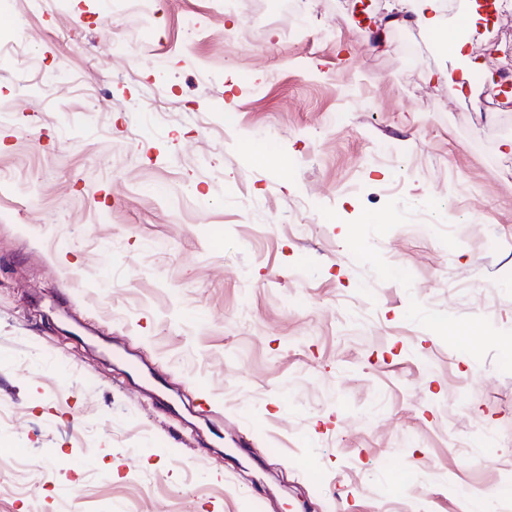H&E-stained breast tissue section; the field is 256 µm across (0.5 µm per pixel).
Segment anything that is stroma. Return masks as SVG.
I'll return each instance as SVG.
<instances>
[{
	"mask_svg": "<svg viewBox=\"0 0 512 512\" xmlns=\"http://www.w3.org/2000/svg\"><path fill=\"white\" fill-rule=\"evenodd\" d=\"M359 2L0 5V512H512V25ZM392 9L400 14L415 16V21L422 27L439 32L446 42L449 40V61L460 71V77L456 82L458 95L465 99L468 97L474 100L477 97V87L472 78L473 61L466 51L467 37L459 34L460 29H467L468 33L473 31L481 19V14L475 4L471 13L455 26H448L442 23L441 0H397Z\"/></svg>",
	"mask_w": 512,
	"mask_h": 512,
	"instance_id": "obj_1",
	"label": "stroma"
}]
</instances>
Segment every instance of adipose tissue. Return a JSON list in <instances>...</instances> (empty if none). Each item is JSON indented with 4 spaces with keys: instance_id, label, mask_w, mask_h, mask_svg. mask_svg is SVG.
Returning <instances> with one entry per match:
<instances>
[{
    "instance_id": "1",
    "label": "adipose tissue",
    "mask_w": 512,
    "mask_h": 512,
    "mask_svg": "<svg viewBox=\"0 0 512 512\" xmlns=\"http://www.w3.org/2000/svg\"><path fill=\"white\" fill-rule=\"evenodd\" d=\"M395 11L414 16L416 22L431 31L449 35V60L460 72L456 83L460 97L476 99L477 87L472 78L473 62L467 51V40L462 37V30H474L481 18L479 11L471 13L460 21L459 25L447 26L442 22L441 0H397Z\"/></svg>"
}]
</instances>
